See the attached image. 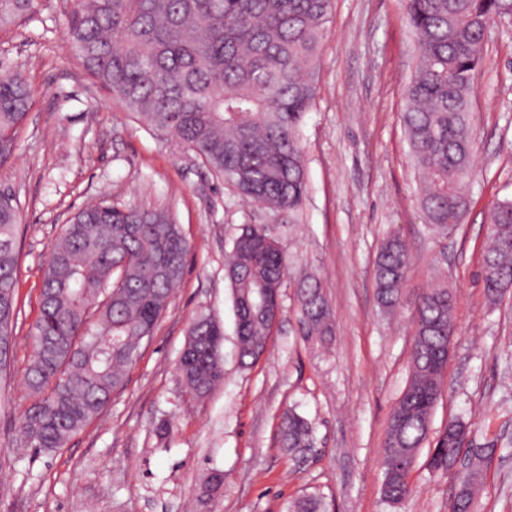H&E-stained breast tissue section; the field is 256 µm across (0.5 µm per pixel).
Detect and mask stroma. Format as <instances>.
I'll return each mask as SVG.
<instances>
[{"label": "stroma", "instance_id": "35a3bbf8", "mask_svg": "<svg viewBox=\"0 0 512 512\" xmlns=\"http://www.w3.org/2000/svg\"><path fill=\"white\" fill-rule=\"evenodd\" d=\"M38 18L0 26V71L21 68L33 105L0 164V190L20 201L21 314L0 372V512H288L313 494L327 512H450L455 480L430 471L421 448L399 508L382 495L389 414L410 372L415 310L440 265L454 293L456 334L430 424L470 425L467 446L492 444L474 512H512V294L489 300L482 268L488 216L512 199V20L488 39L472 104L474 177L465 224L433 232L416 205L402 88L415 42L402 0H334L301 131L307 193L293 214L243 203L194 152L158 136L82 67L58 0ZM108 201L170 210L189 244L184 276L102 415L51 453L21 448L31 404L30 330L50 248L73 213ZM284 249L282 316L251 366L237 356L224 254L242 225ZM412 255L399 305L382 312L375 266L389 234ZM316 279L334 324L329 345L307 341L297 292ZM224 329V382L189 399L176 373L199 313ZM315 430L302 464L279 445L282 414Z\"/></svg>", "mask_w": 512, "mask_h": 512}]
</instances>
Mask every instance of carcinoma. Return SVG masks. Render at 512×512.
<instances>
[{"mask_svg": "<svg viewBox=\"0 0 512 512\" xmlns=\"http://www.w3.org/2000/svg\"><path fill=\"white\" fill-rule=\"evenodd\" d=\"M65 33L84 69L112 90L145 125L195 152L237 193L269 209L293 213L307 183L300 131L316 94L315 72L333 0H60ZM36 0H0V25L35 20ZM417 48L404 87L402 121L417 172V203L440 234L464 222L472 163L474 81L491 29L512 15V0H404ZM32 89L20 69L0 74V164L12 153L11 133L26 117ZM19 210L0 193V336L13 335L20 306L16 239ZM188 244L172 214L100 202L82 208L52 245L32 326L33 360L25 382L35 402L17 418L27 447L53 451L97 419L122 386L142 340L152 335L182 279ZM409 253L392 235L376 264L378 299L395 307L405 286ZM288 273L278 242L244 224L224 265L231 286L241 363L256 362L282 314ZM483 282L488 296L512 290V200L488 219ZM269 292L266 308L246 299ZM300 324L317 346L333 335L321 286L299 289ZM453 296L436 284L418 299L411 370L394 405L380 462L382 494L398 507L427 440L443 382L439 351L454 330ZM177 374L192 399L224 380L220 325L200 315L189 329ZM468 425L451 419L437 434L428 467L458 470L452 512H471L484 459L472 448L458 461L455 438ZM281 446L301 456L315 447L311 423L290 410ZM289 512H326L306 495Z\"/></svg>", "mask_w": 512, "mask_h": 512, "instance_id": "obj_1", "label": "carcinoma"}]
</instances>
